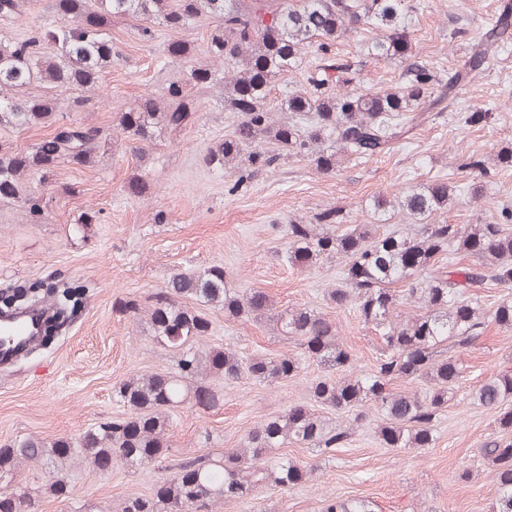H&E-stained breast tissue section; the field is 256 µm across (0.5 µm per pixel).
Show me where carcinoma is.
Instances as JSON below:
<instances>
[{"label": "carcinoma", "mask_w": 512, "mask_h": 512, "mask_svg": "<svg viewBox=\"0 0 512 512\" xmlns=\"http://www.w3.org/2000/svg\"><path fill=\"white\" fill-rule=\"evenodd\" d=\"M55 25L28 37L0 38V128H28L46 123L62 107L84 112L91 107L87 92L95 89L112 68V37L105 32L115 19L139 22L145 42L155 39L158 27L178 32L208 15L216 25L209 36V53L224 60L231 71L224 75V110L238 118L233 135L210 147L205 163L220 172L238 174L236 183L278 167L285 159H308L322 174H334L348 157L382 153L397 137L406 113L420 106L442 110L447 94L461 81L481 74L490 66V50L505 44L512 29V4L506 3L484 32V44L471 49L461 68L439 78L425 66L411 61L409 9L404 0H46ZM24 0H0V20L18 22ZM278 35L269 38L268 27ZM374 28L381 38L367 44L363 55L376 60L399 59L405 64L402 90L324 94L331 82L345 87L355 79L350 63H338L329 55L337 41L360 29ZM319 37V61L309 75L310 91L290 92L278 108L293 115L280 121L267 108L273 84L297 68L302 51ZM52 52H43L44 46ZM213 71L203 65L188 71V80L210 84ZM38 83L48 89L74 92L66 105L55 96L31 98L26 89ZM441 87L434 98L432 86ZM171 105L162 107L145 97L120 113L117 128L133 143L149 142L158 129L180 128L193 117V103L184 87L168 89ZM54 154L38 146L31 152L0 151V199L19 203L33 224L44 219L43 195L22 192L29 173L44 181L62 163L86 167L95 162L97 150L108 145L110 134L102 128L76 122L57 127ZM453 187L444 182L414 187L392 200L380 195L373 201L377 214L402 210L423 221L413 235L378 233L373 224H358L340 233L334 224L342 218L334 211L315 216V223L289 221L288 262L310 268L324 257L345 260L343 285L328 294L332 308L355 306L362 322L378 332L384 359L376 370L355 376L344 372L352 354L339 339L336 323L321 311L298 308L277 310L260 291L239 292L224 268L213 266L198 274L176 273L149 305L153 339L171 351L173 369L166 373L130 377L117 396L130 409L128 417L102 422L79 440L44 441L27 438L0 446V480L11 481L16 470L30 462L52 466L50 488L58 496L68 493V462L84 458L101 470L114 459L146 465L169 458L166 411L186 400L195 404H220L223 396L205 385L209 377L233 381L246 375L258 383L284 382L297 375V359L256 355L241 358L224 348L202 350L195 343L210 335L206 315L187 306L220 307L228 316H251L272 322L279 334L295 339L303 353L323 366L326 373L312 382L314 403L334 410L372 405L386 423L380 441L387 448H428L434 441L432 420L450 399L461 375L447 349H468L484 333L487 324L512 329V299L504 298L486 310L464 297L469 288L492 283L512 288V210L504 209L501 224H427L430 215L448 208ZM455 251L468 259L448 258V270L433 273L436 257ZM393 284L403 289L391 288ZM45 302L61 310H75L73 299L57 284L41 294ZM403 303H415L419 312L397 315ZM419 380L428 384L424 395L390 393L387 377ZM512 396V371L502 372L481 384L474 399L497 409ZM344 436L327 420L304 404H295L281 415L249 431L244 443L217 456L183 459L167 466L150 494L127 499L123 512H212L217 504L243 500L258 481L285 488L309 475L307 469L272 453L287 445L328 446ZM482 456L494 468L498 493L493 512H512V442L493 438L482 443ZM0 512H34V500L25 491L0 495ZM321 512H374L363 498L328 499Z\"/></svg>", "instance_id": "obj_1"}]
</instances>
